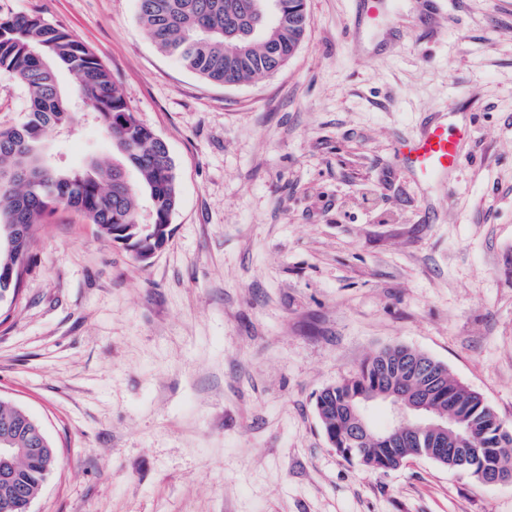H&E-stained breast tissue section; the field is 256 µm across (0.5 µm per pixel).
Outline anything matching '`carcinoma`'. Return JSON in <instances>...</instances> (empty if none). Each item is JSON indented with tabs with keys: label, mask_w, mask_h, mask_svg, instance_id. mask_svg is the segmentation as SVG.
Here are the masks:
<instances>
[{
	"label": "carcinoma",
	"mask_w": 512,
	"mask_h": 512,
	"mask_svg": "<svg viewBox=\"0 0 512 512\" xmlns=\"http://www.w3.org/2000/svg\"><path fill=\"white\" fill-rule=\"evenodd\" d=\"M267 0H137V18L155 47L187 70L221 84H240L276 73L297 52L310 27L306 0H280L281 16L266 11ZM0 71L29 92L24 120L0 129V228L25 225L12 249H0V272L27 261L46 216L73 207L105 237L143 261L170 237V217L179 204L175 163L166 143L132 112L112 73L83 42L38 14L0 18ZM74 80L67 92L59 73ZM83 96L85 109L72 106ZM89 117L104 132L112 158L92 159L81 168L59 166L45 151V134L69 129ZM151 200V229L143 230L139 195ZM410 359L436 362L443 396L437 409L459 418L443 437L445 447L480 450L485 470L512 484V427H506L476 391L458 381L441 361L404 344L384 347L349 377L324 387L316 412L336 447L351 449L352 460L374 471L397 470L426 453L425 437L398 446L377 429L353 440L350 407L384 390L392 369ZM30 419L20 407L0 401V425ZM19 486L39 492L31 477L35 464L21 456Z\"/></svg>",
	"instance_id": "carcinoma-1"
}]
</instances>
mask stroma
<instances>
[{"label": "stroma", "instance_id": "1", "mask_svg": "<svg viewBox=\"0 0 512 512\" xmlns=\"http://www.w3.org/2000/svg\"><path fill=\"white\" fill-rule=\"evenodd\" d=\"M390 4L360 35L354 0H307L288 65L225 86L159 53L136 0H0L94 52L180 183L149 262L61 208L0 304V400L60 453L34 512H512V485L346 460L315 411L402 343L512 426V0ZM450 103L468 159L418 186L393 141ZM28 105L0 71V129ZM47 143L68 167L107 152L91 124Z\"/></svg>", "mask_w": 512, "mask_h": 512}]
</instances>
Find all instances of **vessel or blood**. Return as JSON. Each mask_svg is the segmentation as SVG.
<instances>
[{
    "label": "vessel or blood",
    "instance_id": "vessel-or-blood-1",
    "mask_svg": "<svg viewBox=\"0 0 512 512\" xmlns=\"http://www.w3.org/2000/svg\"><path fill=\"white\" fill-rule=\"evenodd\" d=\"M471 135L469 120L447 107L418 134L398 140L393 158L406 175L429 182L463 164L464 145Z\"/></svg>",
    "mask_w": 512,
    "mask_h": 512
}]
</instances>
